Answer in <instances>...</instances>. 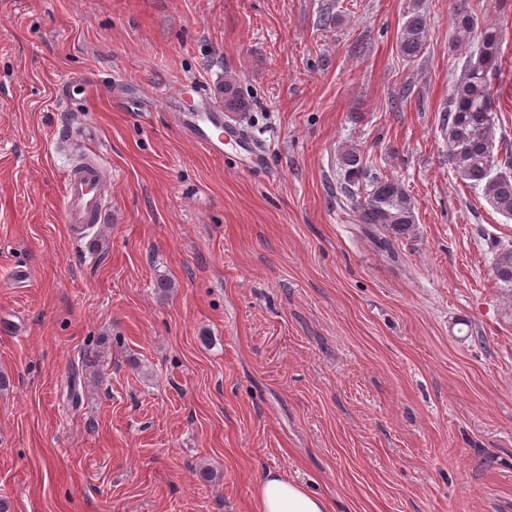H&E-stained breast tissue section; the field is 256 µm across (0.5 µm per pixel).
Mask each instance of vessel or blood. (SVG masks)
<instances>
[{
	"label": "vessel or blood",
	"instance_id": "1",
	"mask_svg": "<svg viewBox=\"0 0 512 512\" xmlns=\"http://www.w3.org/2000/svg\"><path fill=\"white\" fill-rule=\"evenodd\" d=\"M223 89L199 97L193 112L177 111L180 129L201 149L213 156H223L225 143L240 139L239 130L225 127L220 105ZM112 175L101 155L82 156L65 178L64 223L84 226L101 223L108 209Z\"/></svg>",
	"mask_w": 512,
	"mask_h": 512
}]
</instances>
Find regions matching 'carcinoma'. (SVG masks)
<instances>
[{
	"label": "carcinoma",
	"instance_id": "1",
	"mask_svg": "<svg viewBox=\"0 0 512 512\" xmlns=\"http://www.w3.org/2000/svg\"><path fill=\"white\" fill-rule=\"evenodd\" d=\"M426 16L407 12L398 39L400 55L407 61L421 57L428 44ZM451 48L465 56L454 81L448 110L442 117L448 166L457 179L482 190L488 205L512 218V152L496 138L497 113L491 91L501 57L502 33L495 24L479 19L470 0H453ZM224 108L246 109L245 101L230 84L224 85ZM340 202L366 238L380 250L391 252L394 243L414 235V205L404 185L387 175H370L361 151L345 146L338 158ZM492 273L503 298L512 302V245L495 252Z\"/></svg>",
	"mask_w": 512,
	"mask_h": 512
}]
</instances>
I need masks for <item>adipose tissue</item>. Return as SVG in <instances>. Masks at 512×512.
I'll return each mask as SVG.
<instances>
[{
	"label": "adipose tissue",
	"instance_id": "adipose-tissue-1",
	"mask_svg": "<svg viewBox=\"0 0 512 512\" xmlns=\"http://www.w3.org/2000/svg\"><path fill=\"white\" fill-rule=\"evenodd\" d=\"M259 512H329L328 502L280 472L267 473L256 492Z\"/></svg>",
	"mask_w": 512,
	"mask_h": 512
}]
</instances>
